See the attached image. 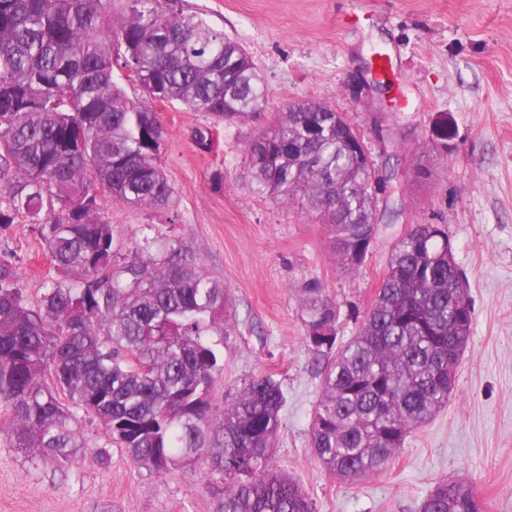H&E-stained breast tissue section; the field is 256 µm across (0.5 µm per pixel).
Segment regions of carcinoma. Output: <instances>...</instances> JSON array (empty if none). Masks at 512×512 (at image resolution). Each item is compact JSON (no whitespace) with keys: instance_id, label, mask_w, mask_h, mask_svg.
Masks as SVG:
<instances>
[{"instance_id":"carcinoma-1","label":"carcinoma","mask_w":512,"mask_h":512,"mask_svg":"<svg viewBox=\"0 0 512 512\" xmlns=\"http://www.w3.org/2000/svg\"><path fill=\"white\" fill-rule=\"evenodd\" d=\"M0 0V228L25 221L56 276L32 301L15 263L0 259V409L13 448L72 467L97 420L138 468L159 478L201 463L224 482L217 512H315L293 478L271 467L281 383L255 375L216 414L232 290L203 261L150 242L120 255L103 202L169 206L156 103L178 102L214 128L256 114L266 85L249 52L199 12L165 0ZM141 92L131 98L126 87ZM347 115L289 104L248 143L253 191L316 215L341 266L359 269L401 210L378 209L374 159L356 150ZM441 224H413L395 242L358 331L336 343L337 308L302 294L305 343L319 395L308 435L330 475L384 471L412 431L448 403L473 323L468 281ZM474 486L437 484L420 512H478Z\"/></svg>"}]
</instances>
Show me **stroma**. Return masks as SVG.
Wrapping results in <instances>:
<instances>
[{
	"label": "stroma",
	"mask_w": 512,
	"mask_h": 512,
	"mask_svg": "<svg viewBox=\"0 0 512 512\" xmlns=\"http://www.w3.org/2000/svg\"><path fill=\"white\" fill-rule=\"evenodd\" d=\"M179 0L238 39L266 83L260 116L216 128L197 148L199 113L159 103L162 165L173 188L164 209L105 203L123 250L143 237L179 243L234 295L224 332L223 404L251 374L273 376L287 394L277 471L296 479L317 512H419L429 491L456 478L476 488L480 512H512V0ZM392 55L400 135L399 171L381 205L402 215L351 273L338 265L315 217L252 191L249 140L272 113L312 100L346 113L377 148L364 101V59ZM223 181H216L215 171ZM447 227L473 300L472 338L445 408L415 429L386 470L344 483L307 444L319 391L304 343L300 288L318 281L336 302L339 340L353 336L374 299L395 240L409 225ZM17 255L18 284L39 297L53 274L32 225L0 230V257ZM79 467L30 464L0 431V512H215L223 490L203 467L158 478L83 424Z\"/></svg>",
	"instance_id": "1"
}]
</instances>
